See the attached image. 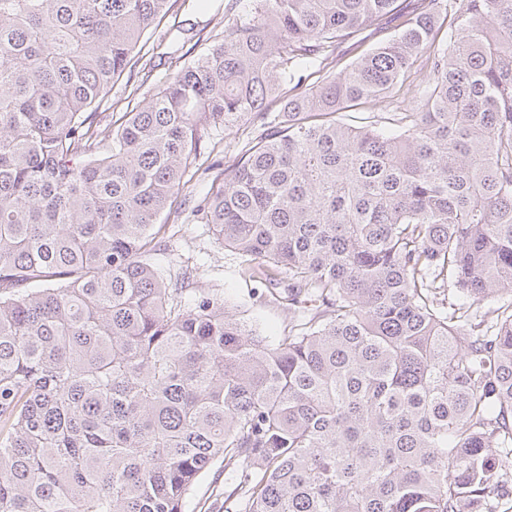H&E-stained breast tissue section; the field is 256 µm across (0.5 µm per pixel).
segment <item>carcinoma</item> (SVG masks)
Here are the masks:
<instances>
[{"instance_id": "obj_1", "label": "carcinoma", "mask_w": 512, "mask_h": 512, "mask_svg": "<svg viewBox=\"0 0 512 512\" xmlns=\"http://www.w3.org/2000/svg\"><path fill=\"white\" fill-rule=\"evenodd\" d=\"M178 2L0 0V512H185L217 460L224 512H496L512 0H247L102 116L156 67L153 30L187 32ZM239 123L258 135L192 212L283 300L276 340L151 261L211 129ZM228 3L231 2H228L227 0L212 1L209 2V6L207 8L199 9L197 8L195 1L186 2L185 8L183 9L180 17L182 19H190L189 22L195 25L193 33L200 34L194 37L191 41L186 42L182 49L181 46L183 44V40L178 44L173 45L171 43V36L168 34L165 35L167 29L165 25H160L156 30L153 31L151 43H154L155 47L156 45L158 46L160 44L159 48L155 49V52L170 53L165 54L164 56H170L172 60L168 57H165L162 59V64L160 66L155 67L152 70L146 68L144 71H140L131 81L125 93L124 86L126 80L121 81L112 88L111 99L114 107L112 106V110L106 112H114L113 120L118 119V117L121 115V112L125 111L127 105V102H125L127 101L126 98L133 88L139 87V90H137L135 93L136 101L137 99L138 101L142 100L144 97L148 98L158 89L159 86L164 83L167 78L170 77V74L174 72L176 69V61L177 66L179 64L183 65L185 62L187 63L195 55L209 47V45H211L214 40H220L223 37L224 4L226 5ZM218 9L219 13L217 14ZM198 36L201 37L200 42L192 49H190L197 40ZM207 38L208 40L205 41ZM176 49L179 50L175 52ZM188 50H190L189 53L185 55ZM170 61H173L172 66Z\"/></svg>"}]
</instances>
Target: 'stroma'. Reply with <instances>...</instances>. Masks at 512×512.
<instances>
[{"label": "stroma", "mask_w": 512, "mask_h": 512, "mask_svg": "<svg viewBox=\"0 0 512 512\" xmlns=\"http://www.w3.org/2000/svg\"><path fill=\"white\" fill-rule=\"evenodd\" d=\"M222 6V0H211L207 8L200 9L194 0H187L181 16L190 20L200 34L198 50H205L209 41L222 38ZM160 221L167 226V246L154 254L153 263L167 282H176L183 267L195 268L198 287L217 289L231 314L256 324L263 335H283L288 324L287 310L269 302L264 286L242 275L238 256L224 249L208 225L184 210L163 213Z\"/></svg>", "instance_id": "obj_1"}]
</instances>
